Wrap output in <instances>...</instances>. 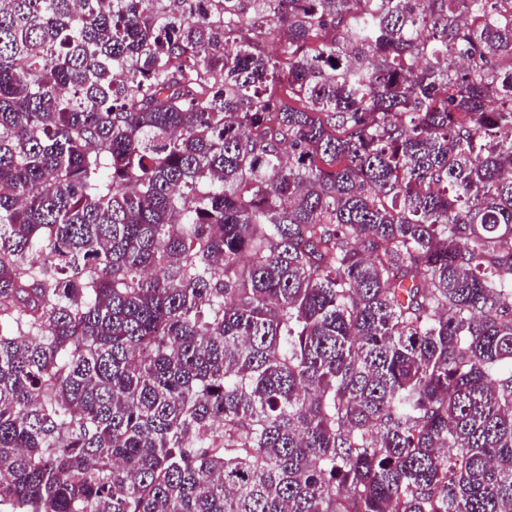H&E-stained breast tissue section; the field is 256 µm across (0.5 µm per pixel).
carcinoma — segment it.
<instances>
[{"instance_id": "carcinoma-1", "label": "carcinoma", "mask_w": 512, "mask_h": 512, "mask_svg": "<svg viewBox=\"0 0 512 512\" xmlns=\"http://www.w3.org/2000/svg\"><path fill=\"white\" fill-rule=\"evenodd\" d=\"M0 512H512V0H0Z\"/></svg>"}]
</instances>
